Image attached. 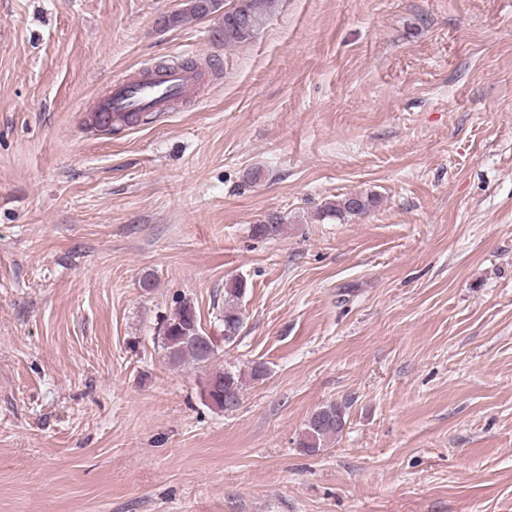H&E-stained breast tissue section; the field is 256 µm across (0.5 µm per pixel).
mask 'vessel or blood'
I'll use <instances>...</instances> for the list:
<instances>
[{
  "label": "vessel or blood",
  "instance_id": "vessel-or-blood-1",
  "mask_svg": "<svg viewBox=\"0 0 512 512\" xmlns=\"http://www.w3.org/2000/svg\"><path fill=\"white\" fill-rule=\"evenodd\" d=\"M200 72L189 65H172L154 74L112 79L107 91L100 96L93 110L101 123L121 122L130 113L169 111L174 102L196 91Z\"/></svg>",
  "mask_w": 512,
  "mask_h": 512
}]
</instances>
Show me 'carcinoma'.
Instances as JSON below:
<instances>
[{
  "instance_id": "1",
  "label": "carcinoma",
  "mask_w": 512,
  "mask_h": 512,
  "mask_svg": "<svg viewBox=\"0 0 512 512\" xmlns=\"http://www.w3.org/2000/svg\"><path fill=\"white\" fill-rule=\"evenodd\" d=\"M231 6L224 12V41L238 42L247 39L265 24L275 11L278 0H230ZM372 199L361 195L347 197L331 204L325 211L334 216L361 214L369 209ZM283 231L281 218L273 217L265 224H255L252 234L260 238H273ZM247 288L246 281L235 279L224 287V324L242 327V316L239 302ZM161 343L169 363L173 366L190 364L205 373L204 382L218 384L217 392L206 399L208 406L224 410V394L222 381H232L237 385L238 392H243L246 380L255 381L260 377L266 366L262 362H254L248 369L228 366L215 369L213 365L217 356L215 342H210L207 354H202L190 337L203 329L196 308L191 302L181 300L173 313L164 318L160 327ZM345 408L330 403L324 405L310 416L302 432L299 447L305 452L313 448L325 449L328 444L339 437L346 426Z\"/></svg>"
}]
</instances>
